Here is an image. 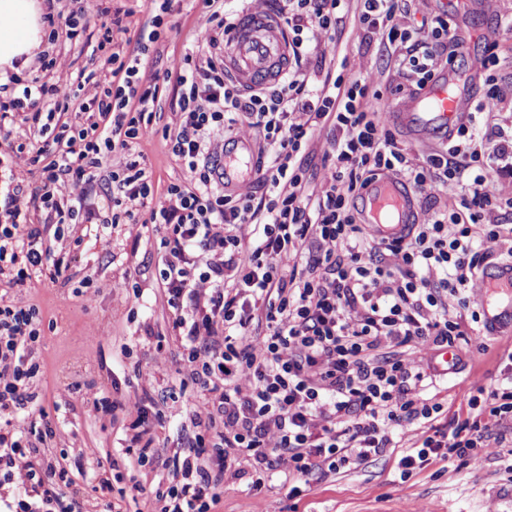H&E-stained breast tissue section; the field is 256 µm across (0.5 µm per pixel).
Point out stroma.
I'll list each match as a JSON object with an SVG mask.
<instances>
[{"mask_svg":"<svg viewBox=\"0 0 512 512\" xmlns=\"http://www.w3.org/2000/svg\"><path fill=\"white\" fill-rule=\"evenodd\" d=\"M104 5L125 12L121 26L112 31L113 50L132 52L141 24L155 7L153 0H56L55 9H83L88 24L73 40L49 42L42 61L63 52L72 72L91 70L90 57L81 45L96 39L101 22L98 11ZM356 7V0H346L341 10L342 34L336 55L345 59L349 76L381 89V98L370 100L369 106L387 112L421 95L423 89L416 76L402 68L401 48L384 47L376 37L364 40ZM443 14L463 44L455 66L467 76L472 100H480L486 89L481 65L486 39L497 40L498 107L493 115H480L479 120L511 128L512 34L499 23L512 18V0H405L397 21L418 27ZM204 22L201 4L185 2L168 17L156 50L147 60L150 69L161 76L162 95L154 120L158 133L142 141L139 149L159 193L182 175L159 133L174 120L169 110L174 84L165 74L182 58L188 34ZM45 238L52 241L55 251L68 256L66 279L53 283L37 278L28 287L8 288L4 294L6 300L41 308L44 332L34 383L56 431L50 452L65 455L92 512H101L112 494L97 489V473L109 472L113 489L122 488L135 455L126 449L128 417L95 409L94 398L129 404L139 398L142 388L151 389L157 409L164 414L155 444L168 456L193 440L196 429L190 410L201 391L190 384L181 393L171 394L168 378L182 367L176 345H169L165 361L156 359L158 337L171 334V312L159 283L162 231L140 223L74 224L62 239H55L50 228ZM126 271L131 274L127 280L122 277ZM87 278L97 290L90 301L81 293ZM137 287L143 290L139 299L133 295ZM465 297L461 315L467 320L468 336L452 348L453 361L447 371L438 370L435 350L414 357L415 365L429 368L433 390L450 416L465 415L466 397L474 385L489 388L499 383L504 355L512 349V327L490 330L471 319L485 305L482 279L470 282ZM418 435L417 424L402 423L394 431L395 447L369 457L358 468L309 477L296 497L289 496L277 478L259 491L249 490L248 479L227 480L220 512H512V477L505 471L512 463V423L490 428L488 441L495 450L482 463L437 458L409 478H401L398 462Z\"/></svg>","mask_w":512,"mask_h":512,"instance_id":"obj_1","label":"stroma"}]
</instances>
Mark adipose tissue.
Returning <instances> with one entry per match:
<instances>
[{
    "label": "adipose tissue",
    "mask_w": 512,
    "mask_h": 512,
    "mask_svg": "<svg viewBox=\"0 0 512 512\" xmlns=\"http://www.w3.org/2000/svg\"><path fill=\"white\" fill-rule=\"evenodd\" d=\"M42 11L39 0H0V77L33 63L43 42Z\"/></svg>",
    "instance_id": "1"
}]
</instances>
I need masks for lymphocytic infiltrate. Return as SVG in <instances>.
Listing matches in <instances>:
<instances>
[{
  "label": "lymphocytic infiltrate",
  "instance_id": "lymphocytic-infiltrate-1",
  "mask_svg": "<svg viewBox=\"0 0 512 512\" xmlns=\"http://www.w3.org/2000/svg\"><path fill=\"white\" fill-rule=\"evenodd\" d=\"M204 25L170 70L176 116L153 128L160 98L144 60L174 0H161L136 36L137 52L100 56L96 70L69 78L63 57L51 59L19 98L0 99V131L25 129L43 138L29 162L40 171L30 194L0 187V284L19 288L39 274L57 281L67 264L42 242L48 224H90L100 211L88 189L107 171L115 191L111 223L128 224L139 209L165 231L159 270L171 308L172 335L184 361L180 383L203 393L192 412L199 428L185 455L166 459L178 482L152 493L154 512H215L224 481L252 471L253 489L284 470L299 479L335 473L393 447L392 431L421 429L399 464L402 477L430 458L480 463L490 426L512 421V366L492 388L466 398L464 419H444L443 404L417 394L427 374L410 354L451 348L466 335L449 301L464 305L467 284L501 257L512 259V227L488 224L498 207L495 177L512 176V133L460 123L446 146L409 165L384 113L366 102L381 90L337 69L333 46L342 0H282L278 19L290 63L278 82L242 90L224 71V45L238 17L223 0H201ZM363 31L405 45L402 64L427 84L434 67L458 48L447 17L422 38L400 26L401 0H357ZM327 40L320 85L302 62ZM89 119L56 115L70 107ZM244 120L263 136L255 171L261 192L228 193L220 143ZM327 130L322 165L330 177L315 187L307 161L315 131ZM161 133L184 177L156 194L136 147ZM120 163H113V156ZM398 172L427 197L466 192L459 207L436 212L402 239L374 240L356 220L361 192L376 176ZM254 227L243 242L240 225ZM440 271L430 281L428 271ZM41 313L0 299V505L5 512H85L83 493L46 448L54 430L32 380Z\"/></svg>",
  "mask_w": 512,
  "mask_h": 512
}]
</instances>
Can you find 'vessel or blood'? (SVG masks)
<instances>
[{
    "label": "vessel or blood",
    "instance_id": "1",
    "mask_svg": "<svg viewBox=\"0 0 512 512\" xmlns=\"http://www.w3.org/2000/svg\"><path fill=\"white\" fill-rule=\"evenodd\" d=\"M288 64V46L276 18L256 12L242 20L224 51V68L246 88L278 79ZM471 107L462 78H440L422 96L401 102L396 117L422 135L441 136L451 132ZM363 218L370 234L390 241L406 233L413 222L414 201L397 181L380 179L362 192ZM485 288L496 294L494 303L483 310L486 322L512 324V261L496 265L483 278Z\"/></svg>",
    "mask_w": 512,
    "mask_h": 512
}]
</instances>
